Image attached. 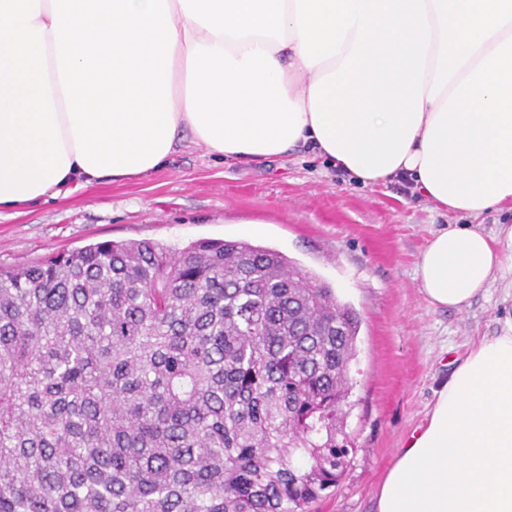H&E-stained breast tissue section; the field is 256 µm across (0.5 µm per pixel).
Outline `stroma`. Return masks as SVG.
Here are the masks:
<instances>
[{
    "instance_id": "stroma-1",
    "label": "stroma",
    "mask_w": 512,
    "mask_h": 512,
    "mask_svg": "<svg viewBox=\"0 0 512 512\" xmlns=\"http://www.w3.org/2000/svg\"><path fill=\"white\" fill-rule=\"evenodd\" d=\"M473 222L492 233L512 224V209L473 217L408 197L397 182L363 185L305 149L235 162L188 140L150 174L0 214V265L104 240L177 247L245 240L280 251L360 319L348 464L311 512H373L380 483L406 437L424 423L450 360L512 317L508 272L461 311L435 308L420 291L417 265L432 233Z\"/></svg>"
}]
</instances>
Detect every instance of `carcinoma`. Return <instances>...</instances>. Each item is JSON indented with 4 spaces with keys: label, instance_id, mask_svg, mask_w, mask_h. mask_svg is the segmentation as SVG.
Returning a JSON list of instances; mask_svg holds the SVG:
<instances>
[{
    "label": "carcinoma",
    "instance_id": "carcinoma-1",
    "mask_svg": "<svg viewBox=\"0 0 512 512\" xmlns=\"http://www.w3.org/2000/svg\"><path fill=\"white\" fill-rule=\"evenodd\" d=\"M360 322L243 240L0 266V512H308Z\"/></svg>",
    "mask_w": 512,
    "mask_h": 512
}]
</instances>
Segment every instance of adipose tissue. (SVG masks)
<instances>
[{
	"mask_svg": "<svg viewBox=\"0 0 512 512\" xmlns=\"http://www.w3.org/2000/svg\"><path fill=\"white\" fill-rule=\"evenodd\" d=\"M188 137L512 207V0H0V212L145 175ZM510 260L512 225L451 224L420 290L462 310ZM375 512H512V318L440 384Z\"/></svg>",
	"mask_w": 512,
	"mask_h": 512,
	"instance_id": "adipose-tissue-1",
	"label": "adipose tissue"
}]
</instances>
